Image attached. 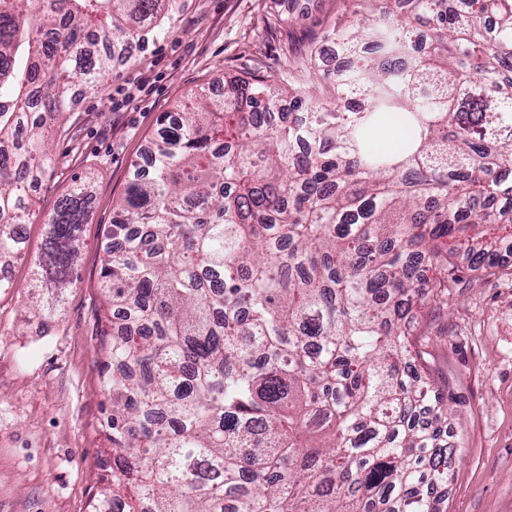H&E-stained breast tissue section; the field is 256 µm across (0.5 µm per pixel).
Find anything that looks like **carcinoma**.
Here are the masks:
<instances>
[{
    "label": "carcinoma",
    "instance_id": "obj_1",
    "mask_svg": "<svg viewBox=\"0 0 512 512\" xmlns=\"http://www.w3.org/2000/svg\"><path fill=\"white\" fill-rule=\"evenodd\" d=\"M177 0H0V265L22 253L49 129ZM290 108L261 76L179 108L108 229L112 480L92 512H446L445 392L411 311L512 236V0H354ZM329 83L331 101L309 81ZM398 122L401 141L373 138ZM90 183L47 220L30 287L73 285ZM434 399L430 423H415Z\"/></svg>",
    "mask_w": 512,
    "mask_h": 512
}]
</instances>
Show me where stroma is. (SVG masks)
Masks as SVG:
<instances>
[{
	"mask_svg": "<svg viewBox=\"0 0 512 512\" xmlns=\"http://www.w3.org/2000/svg\"><path fill=\"white\" fill-rule=\"evenodd\" d=\"M161 35L116 62L103 85L52 128L56 162L34 196L24 256L0 289V512H91L112 444L102 423L110 400L101 383L106 299L100 286L105 234L149 143L165 118L196 93H220L226 80L263 76L288 90L310 66L307 52L349 0H179ZM152 77L127 111L112 99ZM94 202L80 230L74 270L56 321L41 329L29 284L46 218L78 181ZM464 278L448 307L415 322L427 369L447 381L460 442L449 469L447 512H512V260L486 279Z\"/></svg>",
	"mask_w": 512,
	"mask_h": 512,
	"instance_id": "1",
	"label": "stroma"
}]
</instances>
